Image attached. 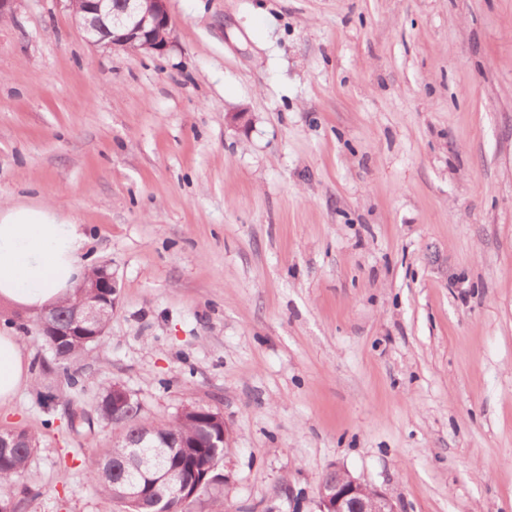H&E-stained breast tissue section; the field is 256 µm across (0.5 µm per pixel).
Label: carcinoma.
<instances>
[{"label": "carcinoma", "instance_id": "cac0c4a2", "mask_svg": "<svg viewBox=\"0 0 512 512\" xmlns=\"http://www.w3.org/2000/svg\"><path fill=\"white\" fill-rule=\"evenodd\" d=\"M104 340L99 336H65L52 350L53 369L66 383L83 388L84 381L68 371L67 362ZM97 405L102 427L123 440L103 456H85L81 466L105 496L119 503L122 512H191L203 496L224 510L214 491L224 483V417L192 409L161 424L148 421L137 405L120 421H112V388ZM15 448L0 447V487L11 488L22 475L36 448L33 436L22 431Z\"/></svg>", "mask_w": 512, "mask_h": 512}]
</instances>
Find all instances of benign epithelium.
I'll return each mask as SVG.
<instances>
[{
  "label": "benign epithelium",
  "instance_id": "benign-epithelium-1",
  "mask_svg": "<svg viewBox=\"0 0 512 512\" xmlns=\"http://www.w3.org/2000/svg\"><path fill=\"white\" fill-rule=\"evenodd\" d=\"M85 40L93 46L163 53L170 44L173 23L167 0H70ZM77 302L64 318L54 308L42 313L38 325L44 336H96L109 323L117 303V280L102 271L83 280ZM132 394L121 384L112 389V413L122 415ZM318 512H399L390 492L372 487L334 465L318 486Z\"/></svg>",
  "mask_w": 512,
  "mask_h": 512
}]
</instances>
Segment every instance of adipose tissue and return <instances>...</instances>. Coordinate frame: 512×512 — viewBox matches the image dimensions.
I'll return each mask as SVG.
<instances>
[{
  "label": "adipose tissue",
  "mask_w": 512,
  "mask_h": 512,
  "mask_svg": "<svg viewBox=\"0 0 512 512\" xmlns=\"http://www.w3.org/2000/svg\"><path fill=\"white\" fill-rule=\"evenodd\" d=\"M82 225L57 216L51 204L0 207V304L34 313L71 297L84 275ZM29 379L22 338L0 330V405L13 401Z\"/></svg>",
  "instance_id": "ef3b65f1"
}]
</instances>
